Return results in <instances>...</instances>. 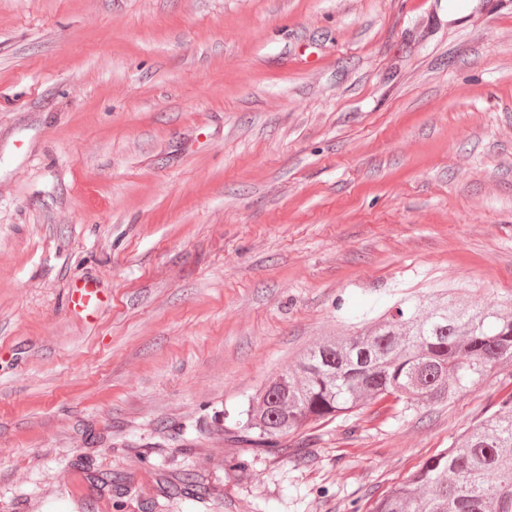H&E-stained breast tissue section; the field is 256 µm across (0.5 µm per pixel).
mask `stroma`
<instances>
[{
    "instance_id": "stroma-1",
    "label": "stroma",
    "mask_w": 512,
    "mask_h": 512,
    "mask_svg": "<svg viewBox=\"0 0 512 512\" xmlns=\"http://www.w3.org/2000/svg\"><path fill=\"white\" fill-rule=\"evenodd\" d=\"M436 297L512 301V0H0V512H366L512 366L272 453L237 413ZM97 288H88L87 285L75 286L71 289L68 298V309L75 314H82L96 309L101 299Z\"/></svg>"
}]
</instances>
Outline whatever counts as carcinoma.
Here are the masks:
<instances>
[{"label":"carcinoma","mask_w":512,"mask_h":512,"mask_svg":"<svg viewBox=\"0 0 512 512\" xmlns=\"http://www.w3.org/2000/svg\"><path fill=\"white\" fill-rule=\"evenodd\" d=\"M503 364L512 365V307L418 301L314 343L256 393L236 430L273 448L365 406L426 408ZM370 512H512V392L452 448L376 498Z\"/></svg>","instance_id":"carcinoma-1"}]
</instances>
